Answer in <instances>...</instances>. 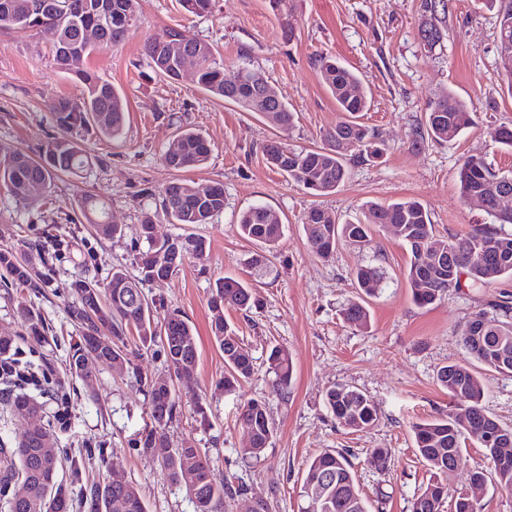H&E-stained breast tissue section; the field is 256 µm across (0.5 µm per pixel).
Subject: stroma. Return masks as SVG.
Segmentation results:
<instances>
[{
    "label": "stroma",
    "mask_w": 512,
    "mask_h": 512,
    "mask_svg": "<svg viewBox=\"0 0 512 512\" xmlns=\"http://www.w3.org/2000/svg\"><path fill=\"white\" fill-rule=\"evenodd\" d=\"M422 0H292L291 9H273L270 0H213L211 11L193 16L177 0H138L137 25L118 49H102L89 67L112 83L127 103L125 133L112 140L87 130L83 144L94 158L80 176L55 180L49 192L25 205L0 187V244L21 246L34 231L62 240L56 274L41 296L0 288V336L24 333L16 307L25 299L51 325L53 336L41 350L65 370L69 347L79 333L68 306L72 281H99L113 266L136 274V230L154 200L145 188H159L180 174L163 163L177 129L200 132L211 145L200 169L181 174L199 185L224 187V210L212 223L191 227L164 221L159 238L187 232L207 242L203 260H189L170 278L147 283L155 324L180 311L191 324L198 348L197 385L180 397V415L166 429L172 447L193 442L206 455L217 480L239 487L224 512H249L254 498L267 499L270 512H299L301 486L309 461L343 452L353 467L369 512H410L411 502L433 479L412 437L414 423L447 414L452 400L437 382L440 367L469 362L462 333L478 311L490 310L500 296H512V279L488 288L448 291L434 303L417 305L406 279L410 255L392 230L374 231L369 248L339 244L319 257L302 231L305 214L320 207L340 221L360 217L366 202L408 198L422 202L439 236L452 239L478 228H502L458 192V171L465 157L481 154L495 167L512 169V150L494 140L501 125L512 126V95L499 64L496 14L485 0H447L441 24L444 37L433 48L419 37ZM178 28L189 39L212 44L224 61L225 76L241 66L261 72L294 114L280 129L259 115L202 91L192 71L176 81L159 78L143 53L146 35ZM332 56L361 78L371 106L361 118L378 134L383 156L348 163L345 185L317 197L271 168L263 146L279 140L296 149L321 145L339 118L336 102L318 69L319 56ZM77 81L61 72L48 40L21 26L0 30V148L35 156L55 135V100L78 96ZM454 92L477 114V124L441 144L411 146L425 120L428 104ZM94 196L108 206L122 236L101 240L80 222L78 204ZM254 205L274 211L288 230L278 247L276 270L256 295L249 314L228 309L224 319L254 358V373L233 395L219 381L224 356L215 345L209 306L211 286L220 276L248 278L246 258L255 243L237 233L239 214ZM372 264L385 273L378 293L369 298L370 326L362 330L344 321L342 311L358 300L353 273ZM287 348L293 377L287 398L274 389L268 371L271 346ZM133 370L92 363L93 387L81 392L71 409V428L61 436L68 456L64 480L80 470L82 482L121 480L139 490L147 512H194L185 488L172 485L161 467L135 445L149 421V405L133 374L168 377L163 360L152 352L132 357ZM483 405L500 424L512 427V374L481 368ZM356 387L376 401L377 421L353 431L337 424L325 401L328 388ZM265 402L277 432L260 461L239 460L246 438L238 417L244 402ZM203 403L206 418L194 412ZM388 451L385 464L374 449ZM466 462L449 473L448 497L441 512H454L458 494L472 491L469 471L485 465L484 450L469 439Z\"/></svg>",
    "instance_id": "stroma-1"
}]
</instances>
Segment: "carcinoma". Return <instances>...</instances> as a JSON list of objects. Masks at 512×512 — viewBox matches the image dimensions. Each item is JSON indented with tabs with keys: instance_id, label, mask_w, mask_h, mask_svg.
<instances>
[{
	"instance_id": "obj_1",
	"label": "carcinoma",
	"mask_w": 512,
	"mask_h": 512,
	"mask_svg": "<svg viewBox=\"0 0 512 512\" xmlns=\"http://www.w3.org/2000/svg\"><path fill=\"white\" fill-rule=\"evenodd\" d=\"M499 2L497 11L498 50L502 66L512 78V0ZM99 0H0V29L29 26L42 32L50 41L54 61L59 69L77 79L83 87L79 98L63 96L53 108L56 134L39 158L7 148L0 149V183L17 202L29 200L26 187L37 185L46 192L60 175H79L92 165V158L78 141L88 128L118 139L123 135L126 101L108 81L86 67V61L99 49H114L125 40L137 20V0H112V12L98 14ZM181 8L195 16L210 12L212 0H179ZM447 0H424V21L419 34L431 47L442 38L435 24L437 12L445 10ZM94 24L99 36L87 42L84 29ZM182 33L169 28L148 36L143 51L154 70L163 77L176 80L177 58L172 56ZM200 65L196 82L208 94L255 112L270 124L290 127L294 116L284 104L268 111L260 100L261 88L267 86L264 76L246 66L239 68L233 79L224 77V61L209 43L196 42ZM319 70L323 83L336 101L342 117L324 134L325 144L310 149L280 148L271 141L263 146L266 162L286 173L294 183L316 196L329 195L345 182L348 168L346 154L338 150L341 139L349 140L357 157L380 156L374 135L358 121L368 110L369 99L361 79L351 69L336 61L322 58ZM476 114L453 92L436 98L426 113L425 126L416 130L412 145L424 140L448 141L475 125ZM178 158L164 157L171 170L184 171L203 166L209 159L210 146L199 133L184 130L177 134ZM459 194L464 200L481 197L493 205L502 193H512V171H502L483 155H470L459 171ZM144 195L159 203L154 216H145L140 224L134 249L138 250L139 275L131 276L122 267L112 268L104 283L78 277L72 282L74 300L68 306L72 321L80 330L79 341L72 347L70 372L82 382L92 381L91 360L109 363L119 369L131 364L128 337L137 349H156L164 357L176 381L190 388L195 381L198 351L191 326L178 311L172 312L158 329L151 320V306L143 285L157 278L177 273L190 258L201 259L206 242L194 234H181L159 239L153 234L155 217L162 216L170 224H208L224 211V187L220 184L200 186L176 178L158 189H145ZM85 223L104 240L116 237L121 226L106 220V208L88 196L79 204ZM396 227L398 240L410 253L407 281L414 301L428 305L450 289L489 286L503 277H512V234L478 228L464 238L443 240L436 234L428 209L418 200H398L388 204L371 202L363 218L341 222L322 208L310 209L302 229L316 254L328 256L345 242L365 247L376 228ZM237 230L241 237L258 243L263 252L251 257L249 266L253 280L262 281L272 271V258L286 225L262 205L240 213ZM57 239H36L24 247H0V282L6 288H26L37 293L50 287L54 278L53 257ZM423 247L441 252L436 262L427 261ZM38 262H33L32 255ZM358 287L371 296L378 292L383 280L380 268L362 265L355 271ZM258 306L253 287L231 278L215 280L210 308L214 341L224 354V393L234 394L253 373L250 351L224 321V309L250 312ZM17 309L26 323V335L0 336V405L9 411L21 410L42 422L33 425L25 438L13 445L0 438V512H27L26 502L12 499L9 488L20 482L27 496L41 501L43 512H69L70 490L59 480L64 448L57 447V432L70 426L68 406L70 394L77 387L61 377L51 363L39 364L23 358L22 345H37L47 339L41 317L24 301ZM494 313L479 311L463 333L468 353L479 363L501 373H512V302L500 301ZM345 320L365 328L370 322L368 310L359 302L351 303L343 312ZM269 372L275 376L276 391L288 397L293 376L288 351L272 347L268 356ZM133 376L145 387L149 401L150 424L136 440L144 454L159 463L166 478L182 484L186 471L195 473L196 483L186 486L196 512H217L224 498L240 492L229 484L216 482L206 457L191 443L180 448L171 446L165 430L177 417L179 396L175 388L168 393L156 391L155 382L138 374ZM439 384L454 401L448 414L413 425L416 448L435 474L448 475L456 469L454 457H463L469 431L493 429L501 433L498 442L484 444L485 457L492 465L496 483L512 493V428L502 426L489 416L483 406L484 386L468 364H449L437 373ZM327 405L343 427L359 431L378 418L376 403L361 390L349 385H336L326 392ZM239 421L251 435L245 447L237 449L245 462L258 461L271 445L275 423L265 403L251 400L243 404ZM315 491L313 512H368L356 482L352 466L341 453H324L308 464L302 489ZM83 506L88 512H146L137 488L130 484L91 482L80 486ZM448 495V487L436 479L420 490L411 503V512H440Z\"/></svg>"
}]
</instances>
